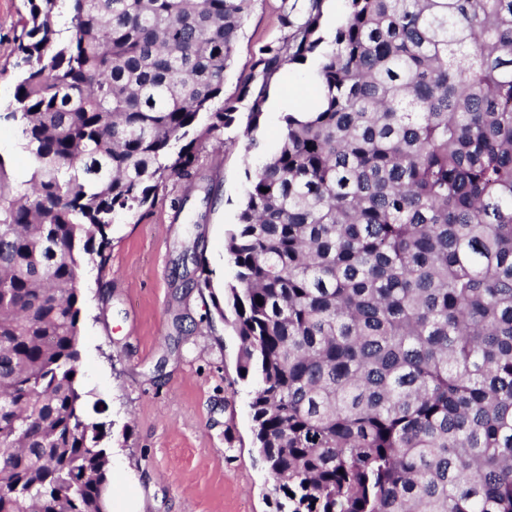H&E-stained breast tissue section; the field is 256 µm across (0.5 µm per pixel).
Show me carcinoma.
I'll use <instances>...</instances> for the list:
<instances>
[{"label": "carcinoma", "instance_id": "obj_1", "mask_svg": "<svg viewBox=\"0 0 512 512\" xmlns=\"http://www.w3.org/2000/svg\"><path fill=\"white\" fill-rule=\"evenodd\" d=\"M0 122V512H101L103 425L80 380L85 257L257 127L316 55L224 242L237 370L273 512H512V0H282L287 35L224 97L252 0H26ZM69 27L57 29L62 6ZM266 191H261V188ZM263 304H258L256 298ZM345 0H324L322 34L326 45H332L336 34V28L342 22L346 11ZM19 133L15 126L0 125V155L9 160V166L17 179L29 173V159L20 149Z\"/></svg>", "mask_w": 512, "mask_h": 512}]
</instances>
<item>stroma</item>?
<instances>
[{
    "mask_svg": "<svg viewBox=\"0 0 512 512\" xmlns=\"http://www.w3.org/2000/svg\"><path fill=\"white\" fill-rule=\"evenodd\" d=\"M282 0H252L234 62L232 96L257 48L284 36ZM25 0H0V106L13 100V40ZM317 58L273 75L252 138L225 131L198 142L191 177L168 182L150 212L113 224L106 272L81 267V382L104 424L116 488L110 512H270L273 479L254 444L252 384L237 374L234 313L218 315L216 283L235 269L224 240L256 168L280 147L282 118L303 108ZM207 272L198 291L188 280Z\"/></svg>",
    "mask_w": 512,
    "mask_h": 512,
    "instance_id": "obj_1",
    "label": "stroma"
}]
</instances>
